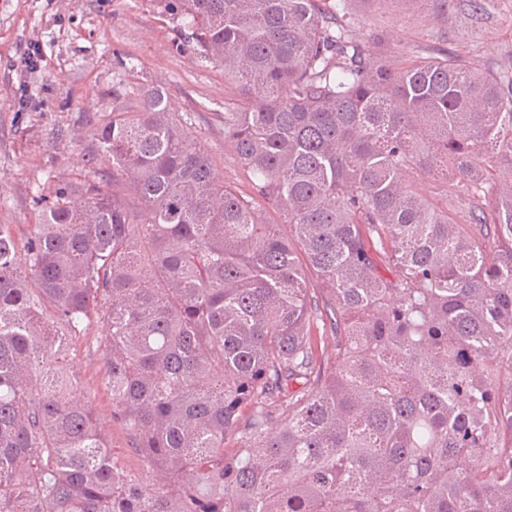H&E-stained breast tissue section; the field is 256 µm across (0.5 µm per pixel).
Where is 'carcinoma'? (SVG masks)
I'll list each match as a JSON object with an SVG mask.
<instances>
[{
  "mask_svg": "<svg viewBox=\"0 0 512 512\" xmlns=\"http://www.w3.org/2000/svg\"><path fill=\"white\" fill-rule=\"evenodd\" d=\"M167 7L240 91L224 142L250 191L154 87L23 251L0 224V512H512V77L396 65L345 0ZM94 319L152 480L74 402Z\"/></svg>",
  "mask_w": 512,
  "mask_h": 512,
  "instance_id": "obj_1",
  "label": "carcinoma"
}]
</instances>
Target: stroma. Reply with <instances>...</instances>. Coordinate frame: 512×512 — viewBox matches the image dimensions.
Listing matches in <instances>:
<instances>
[{
    "label": "stroma",
    "instance_id": "stroma-1",
    "mask_svg": "<svg viewBox=\"0 0 512 512\" xmlns=\"http://www.w3.org/2000/svg\"><path fill=\"white\" fill-rule=\"evenodd\" d=\"M348 3L359 34L391 59L446 49L486 69H512V0H485L478 14L419 0ZM33 43L42 62L29 69L22 57ZM158 84L176 117L189 120L216 178L248 191V176L224 141L223 115L238 91L223 68L195 53L164 0H0V224L12 225L17 244L39 221L34 200L43 189L84 180V153L108 112ZM105 334L92 322L70 347L80 400L107 430L114 458L139 473L143 463L113 424L111 397L100 384Z\"/></svg>",
    "mask_w": 512,
    "mask_h": 512
}]
</instances>
